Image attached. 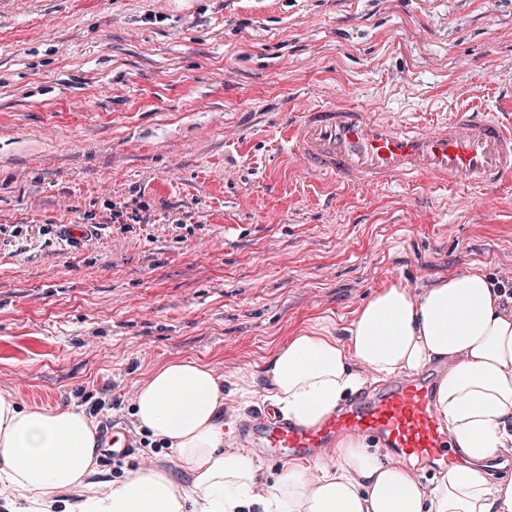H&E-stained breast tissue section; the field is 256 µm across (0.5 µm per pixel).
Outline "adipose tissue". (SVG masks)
I'll list each match as a JSON object with an SVG mask.
<instances>
[{
	"instance_id": "obj_1",
	"label": "adipose tissue",
	"mask_w": 512,
	"mask_h": 512,
	"mask_svg": "<svg viewBox=\"0 0 512 512\" xmlns=\"http://www.w3.org/2000/svg\"><path fill=\"white\" fill-rule=\"evenodd\" d=\"M331 319L299 328L276 347L271 399L304 427L336 411L367 378L443 367L435 408L464 461L422 485L363 439L340 436L328 463L288 462L259 484L255 456L224 449V383L203 361L155 367L134 396L138 425L169 446L176 472L147 468L88 486L96 452L91 419L75 408L19 407L0 396V497L12 512H38L50 495L63 512H512V478L491 480L483 463L512 447V309L480 271L452 274L418 296L377 289L345 337ZM189 479L180 488L176 473Z\"/></svg>"
}]
</instances>
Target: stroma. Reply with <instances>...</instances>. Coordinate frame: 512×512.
I'll use <instances>...</instances> for the list:
<instances>
[{"label":"stroma","mask_w":512,"mask_h":512,"mask_svg":"<svg viewBox=\"0 0 512 512\" xmlns=\"http://www.w3.org/2000/svg\"><path fill=\"white\" fill-rule=\"evenodd\" d=\"M335 98L512 107V0H0V395L107 392L95 428L139 440L138 382L195 358L224 379L231 451L294 328L346 326L389 283L512 282V183L326 189L301 170L277 115ZM170 465L100 453L91 479Z\"/></svg>","instance_id":"stroma-1"}]
</instances>
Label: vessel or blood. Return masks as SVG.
<instances>
[{
  "mask_svg": "<svg viewBox=\"0 0 512 512\" xmlns=\"http://www.w3.org/2000/svg\"><path fill=\"white\" fill-rule=\"evenodd\" d=\"M289 153L307 174L349 188L392 183L492 190L512 179V115L463 106L445 119L378 116L347 101L314 104L280 116ZM433 378L386 381L340 412L302 427L261 409L238 433L273 457L324 460L337 434L379 438L407 457L454 460L457 451L433 408ZM103 447L132 453L129 435L101 433Z\"/></svg>",
  "mask_w": 512,
  "mask_h": 512,
  "instance_id": "1",
  "label": "vessel or blood"
}]
</instances>
